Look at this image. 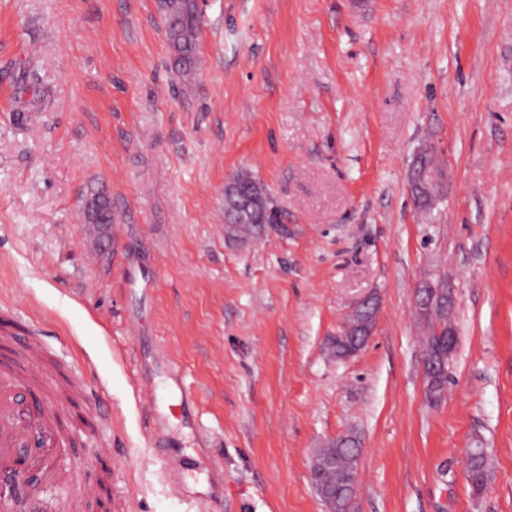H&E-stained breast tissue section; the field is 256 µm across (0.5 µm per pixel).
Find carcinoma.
I'll use <instances>...</instances> for the list:
<instances>
[{
    "instance_id": "1",
    "label": "carcinoma",
    "mask_w": 512,
    "mask_h": 512,
    "mask_svg": "<svg viewBox=\"0 0 512 512\" xmlns=\"http://www.w3.org/2000/svg\"><path fill=\"white\" fill-rule=\"evenodd\" d=\"M166 31L176 53V70L192 71L198 67L197 41L199 34L198 5L196 0H164ZM442 178L443 170L435 155L424 152L416 160L410 183L411 193L417 205L424 211L433 208L437 201L434 183L431 177ZM88 219L93 224L112 223V207L109 199L98 194L87 205ZM276 222V213L269 206L268 199L255 178L248 172L237 173L224 187V223L233 237L245 238L261 230L264 224ZM428 297L431 309L422 319L430 325L427 338L428 356L438 363L432 374L431 386L434 397H440L448 383L446 366L439 365L442 355L435 328L442 326L448 330V314L453 301L448 289L438 283H432ZM359 448L353 440L339 439L336 447L329 449L326 455L313 468L315 485L325 490L336 491V512H348L349 500L354 494L353 468L357 465ZM487 457L484 449L469 455L466 463V476L471 486L485 481Z\"/></svg>"
}]
</instances>
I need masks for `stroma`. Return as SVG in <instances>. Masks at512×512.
Wrapping results in <instances>:
<instances>
[{"label": "stroma", "instance_id": "stroma-1", "mask_svg": "<svg viewBox=\"0 0 512 512\" xmlns=\"http://www.w3.org/2000/svg\"><path fill=\"white\" fill-rule=\"evenodd\" d=\"M197 4L203 65L181 74L163 0H0V334L37 330L84 383L66 414L110 411L64 423L29 503L67 512L102 476L111 512H326L314 456L349 437V512H512V0ZM242 170L278 214L246 241L224 224ZM427 275L458 337L436 403ZM373 290L369 343L336 358ZM431 174L435 175L438 186L439 179L443 176L442 167L438 165L435 155L426 151L417 158L410 183L415 202L423 211L432 209L437 201ZM91 202L87 205L88 219L93 224H106L112 223V207L109 199L102 194H98L90 199ZM363 306L374 308L371 322L363 330H358L357 327L353 325L360 321L363 316L352 315L350 317L352 324L346 320L340 325V329L336 332L335 340L341 347L340 358L347 359L358 354L366 347L371 338L379 310L378 295L371 292L359 298L354 304L351 314H355ZM477 454H470L466 463V476L472 488L485 481L487 457L484 448H478Z\"/></svg>", "mask_w": 512, "mask_h": 512}]
</instances>
